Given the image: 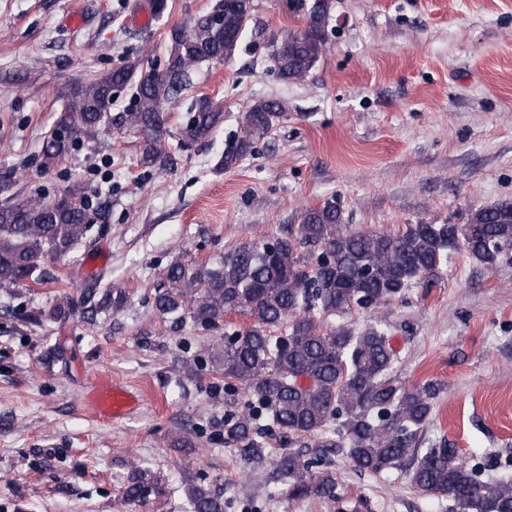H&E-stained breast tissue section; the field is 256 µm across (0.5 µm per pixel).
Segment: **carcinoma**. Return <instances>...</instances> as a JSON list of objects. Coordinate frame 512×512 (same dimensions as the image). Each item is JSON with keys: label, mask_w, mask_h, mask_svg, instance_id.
<instances>
[{"label": "carcinoma", "mask_w": 512, "mask_h": 512, "mask_svg": "<svg viewBox=\"0 0 512 512\" xmlns=\"http://www.w3.org/2000/svg\"><path fill=\"white\" fill-rule=\"evenodd\" d=\"M328 2L317 0L306 26L278 41L272 61L280 78L297 82L326 52L324 23ZM252 0H217L209 12L168 34L164 70L142 73L139 62L70 84L52 133L40 149L48 169L84 142L99 138L108 119L143 135L139 162L162 168L167 146L207 141L224 119L210 98L195 97L186 120L175 130L164 116L166 102L191 86L206 63L230 59L244 34ZM133 89L134 108L112 116L114 94ZM285 112L272 99H259L244 113L241 131L224 148L222 166L231 170L252 153ZM94 213L82 191L73 188L52 201L39 198L0 206V288L44 284L41 265L49 254L64 255L81 240ZM461 244L488 269L512 249V201L473 211L464 224H406L396 233L347 230L342 207L326 198L304 211L295 232L271 242L237 245L205 272L180 262L163 271L154 307L164 319L217 328L231 314L254 325L224 334L206 351L229 394L243 390L251 401L224 415V443L240 461L262 463L286 479L293 498H333L336 476L322 462L293 452L273 453L263 431L290 439L331 429L328 452L342 453L356 469L381 473L408 466L410 483L420 492L446 497L449 512H512V477H483L487 464L468 465L455 448H418V433L429 423L436 387L427 382L407 389L392 374L397 359L388 329L374 316L359 328L335 327L331 318L356 310L373 313L401 296L425 274L448 262ZM123 288L86 289L68 310L84 308L89 318L127 301ZM157 485L147 471H134L125 498L142 501ZM191 512H224V498L210 485L189 490Z\"/></svg>", "instance_id": "carcinoma-1"}]
</instances>
